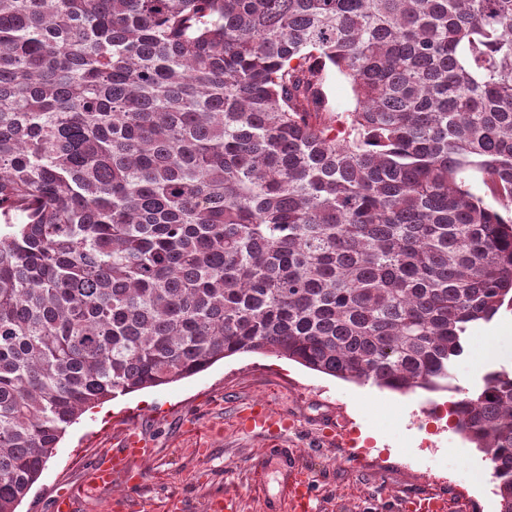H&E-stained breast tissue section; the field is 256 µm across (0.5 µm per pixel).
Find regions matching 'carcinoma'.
Masks as SVG:
<instances>
[{"instance_id": "obj_1", "label": "carcinoma", "mask_w": 512, "mask_h": 512, "mask_svg": "<svg viewBox=\"0 0 512 512\" xmlns=\"http://www.w3.org/2000/svg\"><path fill=\"white\" fill-rule=\"evenodd\" d=\"M504 306L512 0H0V512L100 402L243 354L446 391ZM452 409L512 512V372ZM326 92L331 107L337 112H344L353 107L354 101L350 86L343 77L336 73L329 75Z\"/></svg>"}]
</instances>
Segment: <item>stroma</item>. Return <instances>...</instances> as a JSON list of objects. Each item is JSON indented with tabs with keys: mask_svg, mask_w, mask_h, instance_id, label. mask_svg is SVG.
I'll list each match as a JSON object with an SVG mask.
<instances>
[{
	"mask_svg": "<svg viewBox=\"0 0 512 512\" xmlns=\"http://www.w3.org/2000/svg\"><path fill=\"white\" fill-rule=\"evenodd\" d=\"M468 350L450 390L400 394L339 380L273 355H237L158 388L120 395L70 426L19 512H51L52 498L76 489L127 431L153 448L138 487L114 477L110 489L81 498L78 512H106L114 498L129 512H209L230 494L238 512H265L248 475L266 440L240 431L237 408L266 400L293 427L288 445L315 480L318 512H403L430 490L448 495V512H500L491 464L448 415L452 402L492 369H512V310L468 333Z\"/></svg>",
	"mask_w": 512,
	"mask_h": 512,
	"instance_id": "35a3bbf8",
	"label": "stroma"
}]
</instances>
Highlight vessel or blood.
<instances>
[{"instance_id": "obj_1", "label": "vessel or blood", "mask_w": 512, "mask_h": 512, "mask_svg": "<svg viewBox=\"0 0 512 512\" xmlns=\"http://www.w3.org/2000/svg\"><path fill=\"white\" fill-rule=\"evenodd\" d=\"M239 424L244 430L265 434L275 442L274 448L268 449L253 465V487L256 492L266 490L269 463H276L281 476L279 495L266 500V512H315L316 493L311 480L304 476L294 449L278 442L282 432L288 428L287 420L272 421L266 404L255 402L241 410ZM141 452L140 439L136 435H129L122 447L113 449L103 463L89 472L85 491L110 488L112 476L118 472L124 474L128 484H140L143 473L134 466L133 461Z\"/></svg>"}]
</instances>
